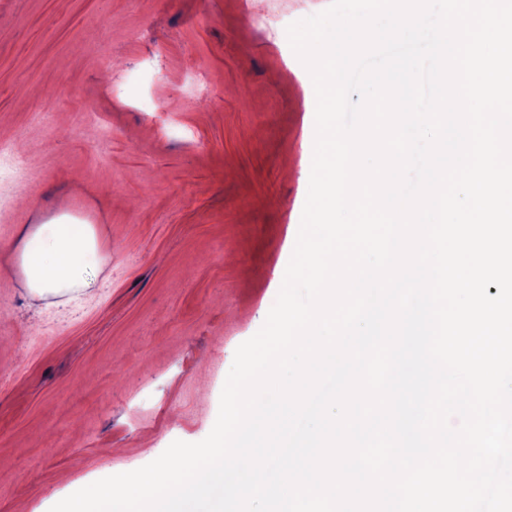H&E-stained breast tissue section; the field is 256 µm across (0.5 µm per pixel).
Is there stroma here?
<instances>
[{
  "mask_svg": "<svg viewBox=\"0 0 512 512\" xmlns=\"http://www.w3.org/2000/svg\"><path fill=\"white\" fill-rule=\"evenodd\" d=\"M329 4L0 0V143L30 159L0 183V245L67 214L112 257L61 305L0 267V512L211 432L308 192L311 77L286 29Z\"/></svg>",
  "mask_w": 512,
  "mask_h": 512,
  "instance_id": "35a3bbf8",
  "label": "stroma"
}]
</instances>
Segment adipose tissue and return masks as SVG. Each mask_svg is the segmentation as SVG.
<instances>
[{
    "label": "adipose tissue",
    "instance_id": "ef3b65f1",
    "mask_svg": "<svg viewBox=\"0 0 512 512\" xmlns=\"http://www.w3.org/2000/svg\"><path fill=\"white\" fill-rule=\"evenodd\" d=\"M108 262L97 253L91 225L59 218L35 225L18 245L0 248V265L18 267L30 294L50 305L91 294Z\"/></svg>",
    "mask_w": 512,
    "mask_h": 512
}]
</instances>
